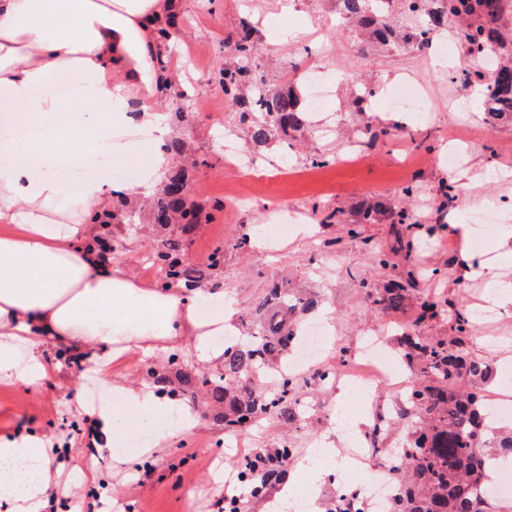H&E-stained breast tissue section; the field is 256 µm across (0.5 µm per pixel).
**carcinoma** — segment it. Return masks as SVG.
Instances as JSON below:
<instances>
[{
	"label": "carcinoma",
	"instance_id": "cac0c4a2",
	"mask_svg": "<svg viewBox=\"0 0 512 512\" xmlns=\"http://www.w3.org/2000/svg\"><path fill=\"white\" fill-rule=\"evenodd\" d=\"M386 0H339L349 18L370 27L383 46H411L419 51L450 22L457 23L455 41L475 66L453 74L452 80L478 87L483 79L482 46L496 62L491 88L481 96L483 112L492 117L512 116V35L503 29L504 15L512 0H405L400 7L420 17V25L403 32L394 29ZM235 60L224 66V94L242 107L241 120L250 123L252 141L263 144L277 131L288 134L308 124V113L298 107L292 92L267 86L255 64L252 29L245 25L234 42ZM187 177L168 176L152 209V223L164 229L181 219L176 237H169L151 254L159 277L157 287H192L219 276L224 266V247L211 252L205 265L186 258L201 210L185 199ZM430 273L414 267L397 273L387 288L362 283L364 295L383 310H398L408 289ZM318 296L293 290L288 283L271 279L249 303L241 325L245 339L224 347L218 373L209 374L188 365L177 370L185 403L208 398L221 411L214 415L226 432H240L251 423L276 420L289 427L303 421L300 399L308 381L280 377L271 388L265 380L280 372L298 339L300 317L317 308ZM448 318L452 336H420L405 332L399 342L411 370L408 412L419 421L403 444V456L395 469L397 489L387 512H495L479 493L488 484L484 466L487 454L512 461V432L496 429L486 433V407L476 384L491 375V364L466 347L477 331L472 312L448 304L433 293L423 295L416 323ZM294 455L292 444L282 441L273 452L260 451L241 475L243 483L266 489L263 476L283 472Z\"/></svg>",
	"mask_w": 512,
	"mask_h": 512
}]
</instances>
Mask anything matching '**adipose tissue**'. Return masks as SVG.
Listing matches in <instances>:
<instances>
[{"label":"adipose tissue","instance_id":"obj_1","mask_svg":"<svg viewBox=\"0 0 512 512\" xmlns=\"http://www.w3.org/2000/svg\"><path fill=\"white\" fill-rule=\"evenodd\" d=\"M179 0H0V383L39 387L50 366L41 345L85 354L93 381L113 391L152 430L158 448L195 423L187 406L148 386L110 387L116 361L153 353L154 342L189 343L221 362L216 336L234 313L221 285L145 288L111 256L95 226L115 202L138 203L166 181L173 134L162 102L172 74L163 56ZM81 76L71 99L45 91L54 74ZM76 109L77 122L61 112ZM123 161L116 178L111 161ZM73 178L63 182L58 170ZM464 277L484 281L492 301L512 305V281L461 252ZM57 450L48 438H0V512H43Z\"/></svg>","mask_w":512,"mask_h":512}]
</instances>
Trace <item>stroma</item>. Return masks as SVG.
<instances>
[{"mask_svg":"<svg viewBox=\"0 0 512 512\" xmlns=\"http://www.w3.org/2000/svg\"><path fill=\"white\" fill-rule=\"evenodd\" d=\"M332 18L337 19L335 0H181L176 38L165 49L178 85L174 99L161 105L172 118L176 138L184 143V152L174 163L184 169L196 204L208 216L193 234L188 250L191 262L206 263L212 249L224 245V297L240 312L268 278L283 270L293 285L317 291L331 332L330 348L322 360L330 364L341 352L361 349L383 329L392 347L403 327L417 328L424 336L447 335L444 319L416 325L422 293L435 288L448 300L467 306L487 290L485 282L463 277L460 241L447 227L467 223L474 198L487 202L512 198V121H497L494 140L485 139L484 115L472 90L449 80L457 59L440 62L426 52L395 47L377 49L370 58H363L359 53L363 28L352 19H338V26L329 30V39L339 47L335 53L325 48L313 58L292 40L273 50L266 46L267 39L280 29L300 36L313 23ZM245 20L255 25L254 38L261 48L256 62L272 87L293 90L303 100L309 86L299 80V73L317 68L334 78L330 132L308 126L287 136L275 134L260 146L252 143L247 125L239 121V107L229 102L218 83L228 47ZM404 77L426 84L431 111L404 114L398 132L369 143V130L385 125L380 114L386 105L380 100L372 109L358 111L350 94L351 81L385 89ZM451 135L471 141L463 165L472 179L452 183L457 200L439 210L435 203L440 188L450 183L443 156L445 140ZM228 139L244 152L259 155V165L268 170V177L247 179L226 170L224 142ZM352 143L362 152L356 161L313 165L316 156L337 158ZM488 169L495 170L494 180L481 179V172ZM410 184L417 188L411 198L403 192ZM377 204L411 210L417 219L415 226L399 231L384 219L365 225L363 238L346 237L344 228L359 211ZM277 207L305 213L315 207L337 210L342 221L319 226L312 236L297 233L271 251L256 246L244 253L226 248V241L237 230L269 223ZM115 211L119 217L112 226L115 235H122L120 220L127 214H135L140 226L130 238L128 253L118 257L122 268L142 286L154 287L155 279L143 274L146 254L161 240L178 235L179 225L164 230L153 226L146 207L132 210L120 204ZM328 239L337 240L336 249L325 247ZM403 241L413 243L419 265L438 269L439 274L436 279L419 281L401 309L383 311L365 298L360 285L368 281L386 287L391 272L377 266L374 255L382 252L392 262L403 263L404 255L398 250ZM71 355L67 348L53 351L51 377L39 388L0 383V437L26 429L59 439L67 450L70 470L80 465L88 446L87 418L78 402L99 396L86 371L71 364ZM168 358L165 351L150 358L128 356L113 366L111 379L121 384H151V371L169 372ZM396 396L388 383L360 401L335 387H321L305 398L309 412L304 422L288 428L273 420L259 421L243 431L245 448L267 450L290 439L295 446L290 471L298 483L317 489L323 512H333L337 488L324 476L303 469L308 449L321 439L335 441L332 417L337 404L358 406L372 424ZM194 411L196 422L190 431L175 435L127 470H117L109 455L101 454L76 489L56 499L53 512H72L75 503L92 490L112 497V512H217L216 486L237 465L238 451L225 447L224 429L210 411L201 405Z\"/></svg>","mask_w":512,"mask_h":512,"instance_id":"35a3bbf8","label":"stroma"}]
</instances>
